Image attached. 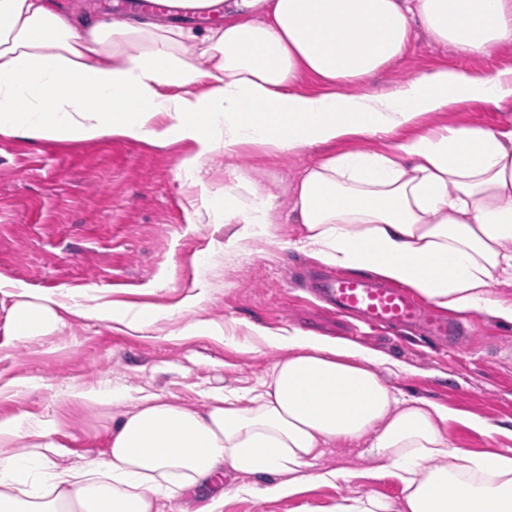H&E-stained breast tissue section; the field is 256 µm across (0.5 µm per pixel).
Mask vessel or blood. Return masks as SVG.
<instances>
[{
	"mask_svg": "<svg viewBox=\"0 0 512 512\" xmlns=\"http://www.w3.org/2000/svg\"><path fill=\"white\" fill-rule=\"evenodd\" d=\"M320 291L337 312L353 315L372 328L416 329L451 342L465 332L463 326L448 324L407 291L364 277L336 275Z\"/></svg>",
	"mask_w": 512,
	"mask_h": 512,
	"instance_id": "vessel-or-blood-1",
	"label": "vessel or blood"
}]
</instances>
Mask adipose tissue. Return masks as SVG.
Returning a JSON list of instances; mask_svg holds the SVG:
<instances>
[{
    "instance_id": "1",
    "label": "adipose tissue",
    "mask_w": 512,
    "mask_h": 512,
    "mask_svg": "<svg viewBox=\"0 0 512 512\" xmlns=\"http://www.w3.org/2000/svg\"><path fill=\"white\" fill-rule=\"evenodd\" d=\"M263 6L266 17L253 15ZM458 56L512 44V0H240L202 31L145 18L76 15L66 0H0V135L87 143L109 135L166 146L188 142L179 168L197 182L204 159L260 145L279 152L348 136L393 139L390 152H341L308 168L291 208L301 249L327 266L368 271L455 314L512 324V127L448 125L398 139L423 115L466 101L512 112V66L440 69L385 92L369 85L417 34ZM312 77L322 92L297 91ZM274 197L225 195L206 218L237 224L243 249L267 235ZM6 334L25 345L55 333L67 313L145 331L148 308L66 306L15 286ZM286 350L250 388L215 387L195 410L148 392L113 418L104 458L59 465L57 423L0 415V512H164L195 489L203 512H224L225 471L265 479L288 497L330 485L323 448L364 441L402 485L400 502L368 494L336 512H512V455L457 447L450 414L401 397L378 372L379 353L344 339L257 330Z\"/></svg>"
}]
</instances>
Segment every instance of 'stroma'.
Masks as SVG:
<instances>
[{
    "label": "stroma",
    "instance_id": "stroma-1",
    "mask_svg": "<svg viewBox=\"0 0 512 512\" xmlns=\"http://www.w3.org/2000/svg\"><path fill=\"white\" fill-rule=\"evenodd\" d=\"M511 62L512 44L464 59L419 37L374 86L443 68L491 72ZM503 123L492 104L470 101L424 115L400 136L448 124ZM189 150L185 143L157 147L117 135L77 144L0 136V275L66 303L87 292L101 303L148 305L161 315L144 332L72 317L61 331L15 348L4 344L0 310V414L57 419L68 461L97 459L107 449L113 415L125 407L73 402L71 388L105 382L133 397L145 389L199 409L211 387L251 386L281 358L254 336L262 327L344 338L379 352L397 365L385 378L398 393L452 411L442 429L457 447L512 452V326L469 314V334L454 348L414 332L358 328L312 294L315 278L335 270L299 250L303 229L287 216L294 182L321 160L322 149L274 154L248 147L236 157L217 151L195 186L178 169ZM239 171L258 191L276 196L281 218L247 250L228 254L224 245L235 225L201 224L196 213L238 191ZM198 320L220 324L237 346L188 332ZM471 417L504 432L487 436L468 426ZM317 465L346 476L276 498L241 494L246 476L225 473L224 512H334L350 497L372 493L396 502L402 496L398 480L379 470L363 444L325 448Z\"/></svg>",
    "mask_w": 512,
    "mask_h": 512
}]
</instances>
